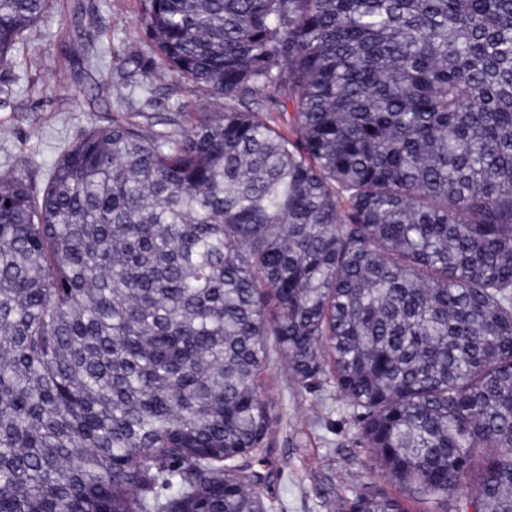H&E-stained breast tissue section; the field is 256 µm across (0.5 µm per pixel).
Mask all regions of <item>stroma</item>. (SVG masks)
<instances>
[{
    "label": "stroma",
    "mask_w": 512,
    "mask_h": 512,
    "mask_svg": "<svg viewBox=\"0 0 512 512\" xmlns=\"http://www.w3.org/2000/svg\"><path fill=\"white\" fill-rule=\"evenodd\" d=\"M138 0H67L65 15H52L30 30L28 46L10 69L0 71V176L15 172L42 188L49 168L90 127L111 124L116 102L108 95L110 69L82 72L73 67L77 46L121 51L141 35ZM41 93L27 90L28 82ZM131 107L169 127L179 104L210 112L223 100L189 90L167 78L128 89ZM266 391L278 418L272 446L260 470L274 512H327L330 500L358 488L384 486L360 464L365 455L354 441L345 401L332 385L306 390L285 382L278 363L269 367Z\"/></svg>",
    "instance_id": "stroma-1"
}]
</instances>
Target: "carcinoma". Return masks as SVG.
Wrapping results in <instances>:
<instances>
[{
  "label": "carcinoma",
  "instance_id": "1",
  "mask_svg": "<svg viewBox=\"0 0 512 512\" xmlns=\"http://www.w3.org/2000/svg\"><path fill=\"white\" fill-rule=\"evenodd\" d=\"M62 6L0 0V67ZM140 27L117 84L224 111L91 127L39 195L0 177V512H269L274 357L399 489L331 512H512V0H141ZM128 94L131 111L143 110L151 117L157 128L176 130L177 126L170 124L179 104L188 105L186 112H193L198 106H203L208 112L224 111V99H217L202 89L189 88L167 78H156L144 87H135L123 91Z\"/></svg>",
  "mask_w": 512,
  "mask_h": 512
}]
</instances>
